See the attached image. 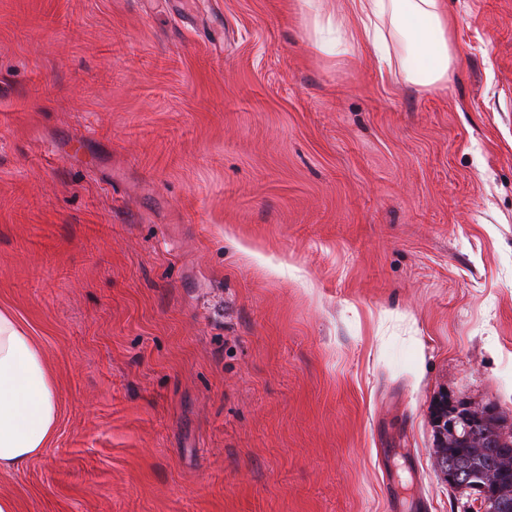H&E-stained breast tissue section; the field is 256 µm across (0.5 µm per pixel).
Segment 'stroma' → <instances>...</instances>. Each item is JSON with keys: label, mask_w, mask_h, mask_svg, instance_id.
<instances>
[{"label": "stroma", "mask_w": 512, "mask_h": 512, "mask_svg": "<svg viewBox=\"0 0 512 512\" xmlns=\"http://www.w3.org/2000/svg\"><path fill=\"white\" fill-rule=\"evenodd\" d=\"M443 89L303 0H0V307L59 421L16 512H482L434 414L512 433V0Z\"/></svg>", "instance_id": "1"}]
</instances>
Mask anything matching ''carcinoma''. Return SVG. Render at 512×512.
Segmentation results:
<instances>
[{
    "label": "carcinoma",
    "mask_w": 512,
    "mask_h": 512,
    "mask_svg": "<svg viewBox=\"0 0 512 512\" xmlns=\"http://www.w3.org/2000/svg\"><path fill=\"white\" fill-rule=\"evenodd\" d=\"M437 455L441 469L453 470L461 486L481 480L488 472L496 473L506 501L512 504V440L502 437L497 418L492 416L471 431L466 447H459L450 437L439 442Z\"/></svg>",
    "instance_id": "obj_1"
}]
</instances>
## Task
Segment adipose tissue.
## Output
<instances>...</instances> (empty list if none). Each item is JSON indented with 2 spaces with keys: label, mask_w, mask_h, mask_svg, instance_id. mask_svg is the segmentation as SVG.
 <instances>
[{
  "label": "adipose tissue",
  "mask_w": 512,
  "mask_h": 512,
  "mask_svg": "<svg viewBox=\"0 0 512 512\" xmlns=\"http://www.w3.org/2000/svg\"><path fill=\"white\" fill-rule=\"evenodd\" d=\"M357 36L379 68L408 83L444 88L454 63L445 0H352ZM59 420L57 386L44 350L9 310L0 308V471L41 455Z\"/></svg>",
  "instance_id": "ef3b65f1"
}]
</instances>
